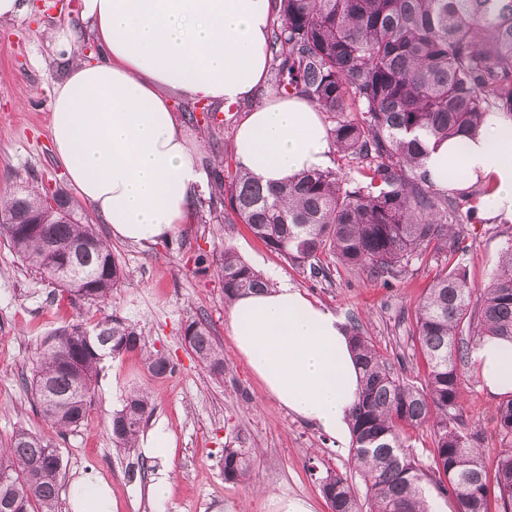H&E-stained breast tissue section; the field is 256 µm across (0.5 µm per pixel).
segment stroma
Wrapping results in <instances>:
<instances>
[{
	"instance_id": "obj_1",
	"label": "stroma",
	"mask_w": 512,
	"mask_h": 512,
	"mask_svg": "<svg viewBox=\"0 0 512 512\" xmlns=\"http://www.w3.org/2000/svg\"><path fill=\"white\" fill-rule=\"evenodd\" d=\"M26 10L0 21V192L18 179H38L50 186L71 182L54 159L49 137V102L62 82L70 59L50 39L67 26L76 36V53L95 52L94 34L80 15L79 0H25ZM169 98L198 162H219L235 140L247 105L218 112L211 128L188 119L191 101L179 93ZM502 220H482L470 247L460 255L472 288L486 286L497 268L504 238ZM116 260L127 280L104 304L75 301L51 304L55 291L0 240V443L23 428L58 448L63 462L61 512H71L67 486L93 472L112 489L116 512H273L272 495L300 496L314 512H331L319 479L326 471L351 473L350 451L279 407L236 353L228 325L223 283L215 272L199 273L194 258L202 251L232 248L242 260L273 283L286 282L309 299L333 311L345 324H359L395 368L405 369L423 384L427 364L411 341L414 308L436 272L433 254L413 260L399 277L383 282L362 270L334 265L331 280L312 278L287 263L242 223L223 231L198 222L176 225L170 237L154 244L111 238ZM117 314L136 325L149 350L164 353L175 364L167 378L152 377L136 353L105 358L84 423L59 432L42 418L27 379L42 339L68 323L93 326ZM206 320L224 353V377L215 379L188 350L183 337L188 320ZM149 392L154 411L148 428L164 424L174 452L168 463L144 448H120L109 431L112 415L130 392ZM497 399L478 378L465 379L461 410L464 424L480 423L484 444L498 446ZM239 448L252 460L251 482L224 478V451ZM171 483L167 498L150 497L159 472Z\"/></svg>"
}]
</instances>
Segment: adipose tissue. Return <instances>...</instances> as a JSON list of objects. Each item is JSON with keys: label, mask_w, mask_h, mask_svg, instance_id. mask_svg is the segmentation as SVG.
<instances>
[{"label": "adipose tissue", "mask_w": 512, "mask_h": 512, "mask_svg": "<svg viewBox=\"0 0 512 512\" xmlns=\"http://www.w3.org/2000/svg\"><path fill=\"white\" fill-rule=\"evenodd\" d=\"M96 52L74 58L50 97L53 155L114 238L157 242L187 223L205 180L166 90L224 104L253 97L269 66L273 0H81ZM318 110L298 97L263 101L235 135L239 167L265 184L327 167ZM438 189L491 184L480 208L512 219V122L491 117L473 139L448 140L426 161ZM238 354L272 399L337 443L350 435L360 379L343 321L279 284L229 307ZM488 392L512 394V341L484 337L469 354ZM72 512H114L109 486L80 475Z\"/></svg>", "instance_id": "obj_1"}]
</instances>
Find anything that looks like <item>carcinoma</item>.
<instances>
[{"mask_svg":"<svg viewBox=\"0 0 512 512\" xmlns=\"http://www.w3.org/2000/svg\"><path fill=\"white\" fill-rule=\"evenodd\" d=\"M268 50L274 82L323 113L327 133L352 176L332 169L303 172L264 187L236 169L216 171L208 204L194 205L203 224L239 220L270 251L330 276L321 262L396 278L415 258L434 252L440 269L414 309L412 341L426 358L425 384H411L358 326L350 332L361 373L351 413L355 473L366 487L361 504L352 479L334 471L321 479L332 512H429L425 485L453 499L457 512H512V395L496 406L499 450L486 454L480 425L460 422L462 368L470 345L484 336L512 340V226L489 284L475 289L454 258L473 236L474 206L489 192L440 190L426 169L430 149L473 137L488 116L512 121V0H277ZM354 104L355 112L348 111ZM0 238L29 268L59 288L54 301L106 302L126 279L108 242L85 224L61 187L33 183L0 194ZM60 256L81 250L73 267ZM196 271H218L224 300L270 286L226 248L200 252ZM190 351L215 377L224 355L203 319L187 322ZM140 351L147 371L175 372L168 357L147 349L144 336L113 314L92 329L71 323L43 341L29 379L39 411L60 431L79 427L94 394L100 363ZM153 411L147 393L130 394L112 415L110 432L135 447ZM433 427L432 462L409 451L407 428ZM62 459L41 436L16 431L0 448V512H58ZM249 456L224 449V479H247Z\"/></svg>","mask_w":512,"mask_h":512,"instance_id":"cac0c4a2","label":"carcinoma"}]
</instances>
